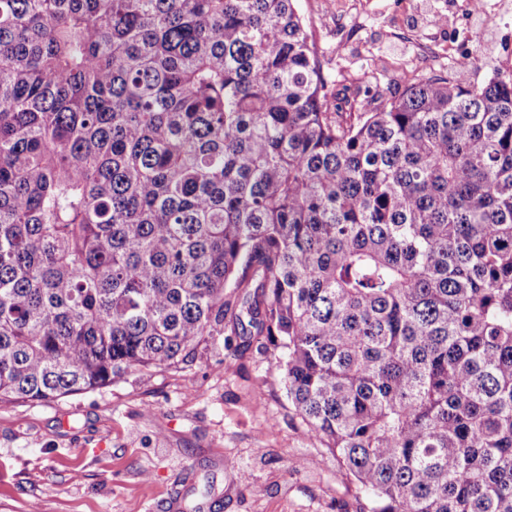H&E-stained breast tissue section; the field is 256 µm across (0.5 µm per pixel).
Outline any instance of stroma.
<instances>
[{"label":"stroma","instance_id":"1","mask_svg":"<svg viewBox=\"0 0 512 512\" xmlns=\"http://www.w3.org/2000/svg\"><path fill=\"white\" fill-rule=\"evenodd\" d=\"M487 0L495 69L512 73V11ZM467 0H296L337 97L395 96L448 54L485 51ZM349 51L337 55V45ZM265 337H208L169 369L51 401L0 403V512H360L368 500L295 412Z\"/></svg>","mask_w":512,"mask_h":512}]
</instances>
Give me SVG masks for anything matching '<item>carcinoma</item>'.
<instances>
[{
    "mask_svg": "<svg viewBox=\"0 0 512 512\" xmlns=\"http://www.w3.org/2000/svg\"><path fill=\"white\" fill-rule=\"evenodd\" d=\"M295 0H0V403L266 336L370 512H512V75L333 81Z\"/></svg>",
    "mask_w": 512,
    "mask_h": 512,
    "instance_id": "obj_1",
    "label": "carcinoma"
}]
</instances>
